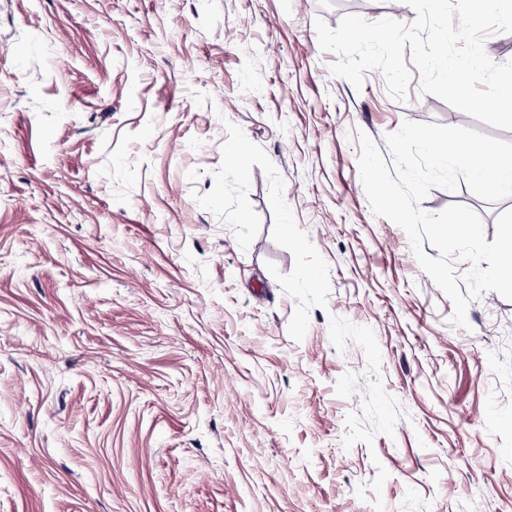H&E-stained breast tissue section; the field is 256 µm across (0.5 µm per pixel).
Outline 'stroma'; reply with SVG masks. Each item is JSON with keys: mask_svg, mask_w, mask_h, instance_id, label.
I'll return each instance as SVG.
<instances>
[{"mask_svg": "<svg viewBox=\"0 0 512 512\" xmlns=\"http://www.w3.org/2000/svg\"><path fill=\"white\" fill-rule=\"evenodd\" d=\"M347 15L416 17L0 0V512H512V300L453 325L357 165L407 120L512 131L331 74ZM453 203L489 242L512 209Z\"/></svg>", "mask_w": 512, "mask_h": 512, "instance_id": "35a3bbf8", "label": "stroma"}]
</instances>
